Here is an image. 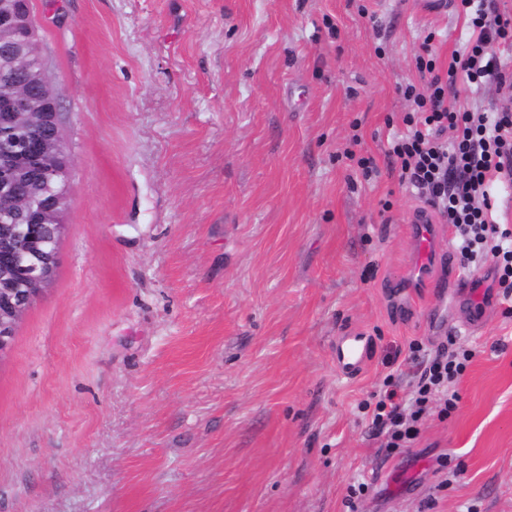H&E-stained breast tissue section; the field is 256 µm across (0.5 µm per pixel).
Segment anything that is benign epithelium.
I'll use <instances>...</instances> for the list:
<instances>
[{
  "mask_svg": "<svg viewBox=\"0 0 512 512\" xmlns=\"http://www.w3.org/2000/svg\"><path fill=\"white\" fill-rule=\"evenodd\" d=\"M34 39L26 8L0 0V69L16 72L0 91V355L53 278L58 239L44 228L63 229L68 195L59 101Z\"/></svg>",
  "mask_w": 512,
  "mask_h": 512,
  "instance_id": "1",
  "label": "benign epithelium"
}]
</instances>
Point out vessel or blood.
<instances>
[{
	"label": "vessel or blood",
	"mask_w": 512,
	"mask_h": 512,
	"mask_svg": "<svg viewBox=\"0 0 512 512\" xmlns=\"http://www.w3.org/2000/svg\"><path fill=\"white\" fill-rule=\"evenodd\" d=\"M407 232L415 247L411 277L423 282L429 290L428 303L424 308L425 320L433 326L442 325L444 312L452 304L453 296L428 275L429 269L439 262L444 253L440 229L438 225L420 218L409 224ZM369 350V338L360 331L352 329L337 336L331 351L337 373L345 378L359 376L367 365Z\"/></svg>",
	"instance_id": "obj_1"
}]
</instances>
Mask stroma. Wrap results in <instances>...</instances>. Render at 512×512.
Instances as JSON below:
<instances>
[{
    "instance_id": "stroma-1",
    "label": "stroma",
    "mask_w": 512,
    "mask_h": 512,
    "mask_svg": "<svg viewBox=\"0 0 512 512\" xmlns=\"http://www.w3.org/2000/svg\"><path fill=\"white\" fill-rule=\"evenodd\" d=\"M70 159L55 279L0 356V512H512V317L394 292L426 204L388 156L462 50L419 0H30ZM373 156L364 181L346 152ZM390 210H383L384 201ZM481 311L476 334L464 324ZM371 362L337 375L335 336ZM476 356L385 452L361 401L412 340ZM364 494L349 500L352 485ZM369 350V336L358 330L352 329L336 336L331 351L336 372L345 378L359 376L367 365Z\"/></svg>"
}]
</instances>
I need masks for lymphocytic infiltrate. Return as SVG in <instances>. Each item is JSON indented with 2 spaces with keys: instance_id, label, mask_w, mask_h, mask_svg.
<instances>
[{
  "instance_id": "1",
  "label": "lymphocytic infiltrate",
  "mask_w": 512,
  "mask_h": 512,
  "mask_svg": "<svg viewBox=\"0 0 512 512\" xmlns=\"http://www.w3.org/2000/svg\"><path fill=\"white\" fill-rule=\"evenodd\" d=\"M470 37L463 52L452 55L447 71L436 66L432 45L423 42L417 67L430 80L425 87L408 84L410 102L405 131L390 148L402 184L415 189L440 223L451 226L462 268L475 272L492 265L503 298L512 297V226L497 220L500 191L512 187V72L494 45L512 37V15L500 13L489 0H459ZM493 86L491 110L464 105L452 93L457 85ZM472 350L457 347L427 350L421 341L408 345L407 363L419 376L404 392L394 376L360 407L371 414L375 431L386 433L388 452L408 447L431 414L448 417L460 395L452 390L472 363Z\"/></svg>"
}]
</instances>
